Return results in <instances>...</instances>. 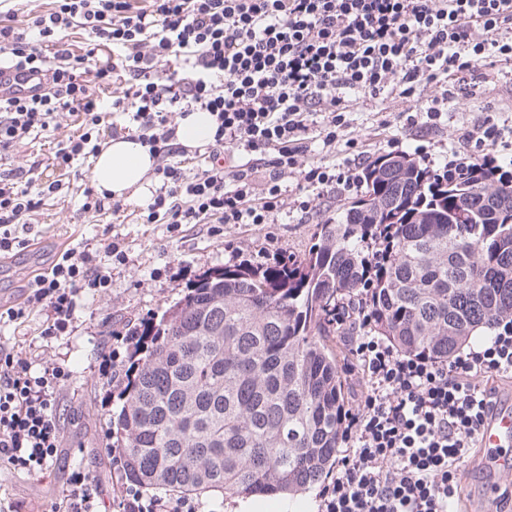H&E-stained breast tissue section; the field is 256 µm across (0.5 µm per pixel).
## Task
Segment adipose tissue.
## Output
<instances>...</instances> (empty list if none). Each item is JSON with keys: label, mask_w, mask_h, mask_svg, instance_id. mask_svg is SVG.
<instances>
[{"label": "adipose tissue", "mask_w": 512, "mask_h": 512, "mask_svg": "<svg viewBox=\"0 0 512 512\" xmlns=\"http://www.w3.org/2000/svg\"><path fill=\"white\" fill-rule=\"evenodd\" d=\"M215 130L214 116L198 110L180 118L176 139L181 146L194 149L211 143ZM155 164L156 158L148 145L137 137L122 135L99 151L92 170V183L97 192L145 204L152 197L150 174Z\"/></svg>", "instance_id": "1"}]
</instances>
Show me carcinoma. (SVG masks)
I'll return each mask as SVG.
<instances>
[{
    "instance_id": "obj_1",
    "label": "carcinoma",
    "mask_w": 512,
    "mask_h": 512,
    "mask_svg": "<svg viewBox=\"0 0 512 512\" xmlns=\"http://www.w3.org/2000/svg\"><path fill=\"white\" fill-rule=\"evenodd\" d=\"M304 255L204 272L140 324L112 447L128 480L182 495H297L336 468L346 379L333 336L368 291L394 348L447 360L512 319V173L445 182L380 155Z\"/></svg>"
}]
</instances>
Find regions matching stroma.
I'll return each instance as SVG.
<instances>
[{"mask_svg":"<svg viewBox=\"0 0 512 512\" xmlns=\"http://www.w3.org/2000/svg\"><path fill=\"white\" fill-rule=\"evenodd\" d=\"M454 96L435 127L411 126L408 115L423 109L425 98L402 97L384 90L370 97L352 95L347 123L336 130L334 149L324 148L316 129H309L298 156V172L282 182V203L268 224H230L222 233L212 225L189 224L169 233L162 224H145L142 208L124 203L115 214L82 211L83 191L91 186L93 159L78 163L70 173L53 165L58 142L76 132L72 116L61 114L57 127L33 133L10 148L0 167H34L43 176L68 183L64 198L45 199L32 220L36 246L0 260V305L22 301L33 270L48 268L62 244L99 243L116 236L129 251L126 264H113L112 286L86 296L78 311V328L61 339L39 335L42 311H32L24 323L0 319V347L31 361L34 369L65 363L72 372L58 395L59 426L63 437L60 458L48 470L19 474L0 465V512H54L67 479L79 466L89 468L102 485L101 512H120L119 501L131 483L120 463L104 450L113 413L121 402L122 382L105 388L95 375L100 347L111 332L140 324L179 301L189 284L211 268L271 262L281 255L304 254L318 241V226L358 197L360 190L300 189L301 169L313 163L367 165L383 154L406 153L430 169L446 162H473L485 148L468 139L470 130L487 124L502 127L505 138L497 152L500 164L512 161V61L490 57L475 71L460 74ZM500 470L480 465L464 474L465 490L474 512H493L487 485L501 483Z\"/></svg>","mask_w":512,"mask_h":512,"instance_id":"stroma-1","label":"stroma"}]
</instances>
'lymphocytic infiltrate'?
<instances>
[{"mask_svg":"<svg viewBox=\"0 0 512 512\" xmlns=\"http://www.w3.org/2000/svg\"><path fill=\"white\" fill-rule=\"evenodd\" d=\"M28 27L0 11V63L38 71L46 93L0 98V148L77 117L79 133L61 141L58 169L99 153L106 124L99 92L116 85L112 110L127 112L140 138L163 159V184L145 223L266 224L280 203V181L296 168L302 134L315 107L328 116L319 135L336 142L348 93L391 88L412 95L474 70L488 50L512 57V0H53ZM88 37L73 54L67 32ZM172 64L159 77V63ZM212 112L217 129L206 152L209 169L185 177L177 157L173 113ZM276 154L261 204H253V167L237 151ZM61 180L0 173V257L25 249L20 231ZM127 253L120 240L61 253L27 285L24 306L46 311L44 335H71L78 302L112 285V264ZM350 372L366 382L341 431L344 454L323 489L321 512H455L465 466L480 451L492 410L488 382L512 378V321L497 324L484 343L448 363L403 354L361 318L350 349ZM70 372L0 349V462L29 474L58 460L62 440L58 392ZM98 481L72 471L62 512H95Z\"/></svg>","mask_w":512,"mask_h":512,"instance_id":"f902f5d3","label":"lymphocytic infiltrate"}]
</instances>
